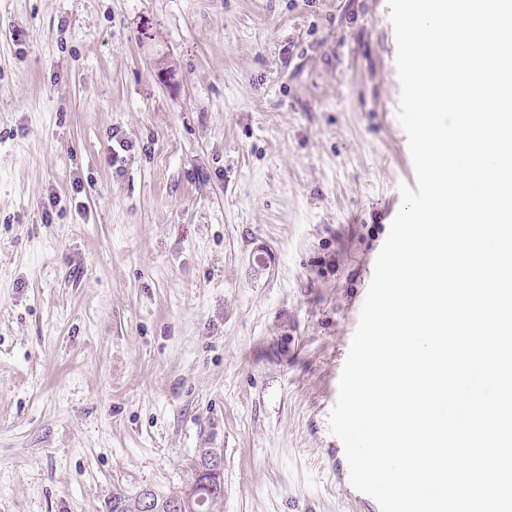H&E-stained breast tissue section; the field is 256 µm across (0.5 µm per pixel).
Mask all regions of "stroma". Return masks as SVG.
Wrapping results in <instances>:
<instances>
[{"label":"stroma","mask_w":512,"mask_h":512,"mask_svg":"<svg viewBox=\"0 0 512 512\" xmlns=\"http://www.w3.org/2000/svg\"><path fill=\"white\" fill-rule=\"evenodd\" d=\"M388 13L0 0V512H108L201 448L224 512H380L328 415L415 178Z\"/></svg>","instance_id":"35a3bbf8"}]
</instances>
